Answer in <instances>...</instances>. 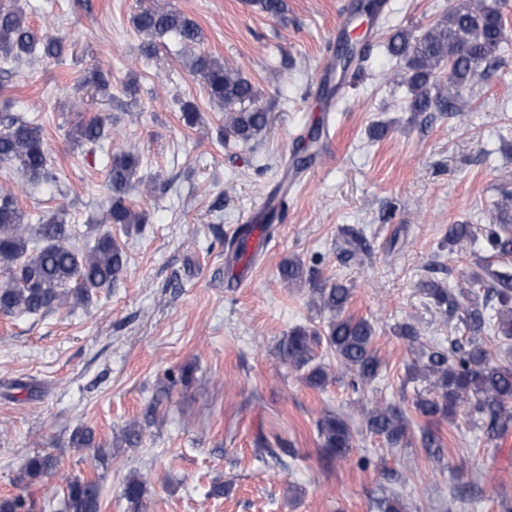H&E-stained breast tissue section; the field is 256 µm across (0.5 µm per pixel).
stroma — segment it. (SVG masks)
I'll return each mask as SVG.
<instances>
[{"instance_id":"1","label":"stroma","mask_w":512,"mask_h":512,"mask_svg":"<svg viewBox=\"0 0 512 512\" xmlns=\"http://www.w3.org/2000/svg\"><path fill=\"white\" fill-rule=\"evenodd\" d=\"M18 2L32 27L66 33L63 57L0 72V110L39 126L61 187L19 194L30 223L57 215L80 243L107 210L103 160L114 146L142 155V183L129 201L147 211L142 231L113 229L128 262L91 306H65L38 316H0V499L38 493L15 479L37 453L56 456L50 482L91 478L101 486V512H128V476L144 475L145 512H377L382 488L395 489L406 512H501L512 498V431L488 440L464 420L441 422L445 448H393L367 431L363 409L391 403L412 411L423 382L407 378L413 358L398 323L423 342L447 345L443 317L420 294L434 279L455 286L485 254L484 229L502 190L512 191V52L460 101L461 116L413 117L405 87L381 82L398 69L383 46L388 27L426 30L451 0H385L377 20H350L353 0H286L275 19L249 0H0ZM176 9L204 33V50L238 68L270 113L267 132L224 144V121L199 77L164 38L152 58L132 23L142 8ZM370 39L371 56L349 72L341 94L325 103L323 62L340 32ZM111 71L108 95L83 87L92 71ZM136 81L138 103L124 112L110 100ZM194 102L200 122L187 128L181 102ZM102 116L110 135L77 145L80 118ZM388 130L372 139L370 128ZM321 126L316 157L288 189V206L272 224L261 215L281 166L304 154L310 128ZM251 225L244 256L226 259L227 243ZM470 225L452 250L438 245L449 227ZM361 229L371 252L347 258L341 230ZM288 259L315 266L319 282L351 284L349 311L375 328L382 362L362 391L348 384L325 346L316 362L331 380L308 387L282 363L277 344L293 328L323 329L327 314L309 284L285 286ZM188 366V383L168 387V371ZM352 413L354 446L347 462L321 459L317 423ZM137 447L117 446L130 423ZM91 428L96 445L74 448L72 432ZM289 449L284 466L268 455ZM368 469H360V458ZM223 485V495L212 492Z\"/></svg>"}]
</instances>
